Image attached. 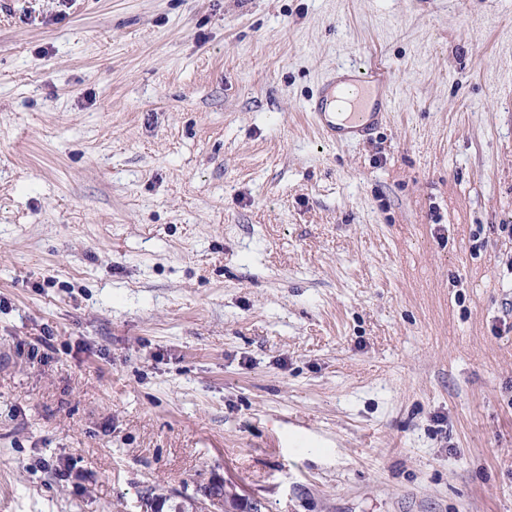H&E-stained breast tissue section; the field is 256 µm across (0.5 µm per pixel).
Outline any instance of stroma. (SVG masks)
<instances>
[{
  "label": "stroma",
  "instance_id": "stroma-1",
  "mask_svg": "<svg viewBox=\"0 0 512 512\" xmlns=\"http://www.w3.org/2000/svg\"><path fill=\"white\" fill-rule=\"evenodd\" d=\"M505 224L512 0H0V512H512ZM344 118L336 122V104ZM391 77L385 67L337 66L324 79L306 111L324 139L343 144L360 141L384 123L392 112Z\"/></svg>",
  "mask_w": 512,
  "mask_h": 512
}]
</instances>
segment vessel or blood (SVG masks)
I'll use <instances>...</instances> for the list:
<instances>
[{"label": "vessel or blood", "mask_w": 512, "mask_h": 512, "mask_svg": "<svg viewBox=\"0 0 512 512\" xmlns=\"http://www.w3.org/2000/svg\"><path fill=\"white\" fill-rule=\"evenodd\" d=\"M392 103L386 68L341 65L325 77L307 110L326 141L343 144L362 140L384 123Z\"/></svg>", "instance_id": "b4317fda"}]
</instances>
